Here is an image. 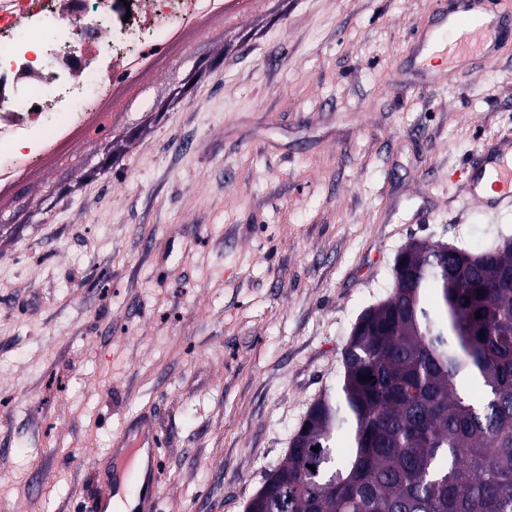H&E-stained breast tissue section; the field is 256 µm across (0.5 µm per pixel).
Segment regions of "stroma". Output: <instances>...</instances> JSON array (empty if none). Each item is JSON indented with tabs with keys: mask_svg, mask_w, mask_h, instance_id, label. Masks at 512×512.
Masks as SVG:
<instances>
[{
	"mask_svg": "<svg viewBox=\"0 0 512 512\" xmlns=\"http://www.w3.org/2000/svg\"><path fill=\"white\" fill-rule=\"evenodd\" d=\"M428 0H291L143 154L32 212L0 254V512H86L113 437L155 415L164 512H245L359 315L425 240L479 252L512 209L456 176L512 136V50L397 90Z\"/></svg>",
	"mask_w": 512,
	"mask_h": 512,
	"instance_id": "obj_1",
	"label": "stroma"
}]
</instances>
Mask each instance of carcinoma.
I'll return each mask as SVG.
<instances>
[{"label": "carcinoma", "instance_id": "carcinoma-1", "mask_svg": "<svg viewBox=\"0 0 512 512\" xmlns=\"http://www.w3.org/2000/svg\"><path fill=\"white\" fill-rule=\"evenodd\" d=\"M398 260L410 273L360 316L246 512H512V240Z\"/></svg>", "mask_w": 512, "mask_h": 512}]
</instances>
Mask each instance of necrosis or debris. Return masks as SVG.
Wrapping results in <instances>:
<instances>
[{"instance_id":"4bbe7bcc","label":"necrosis or debris","mask_w":512,"mask_h":512,"mask_svg":"<svg viewBox=\"0 0 512 512\" xmlns=\"http://www.w3.org/2000/svg\"><path fill=\"white\" fill-rule=\"evenodd\" d=\"M197 0H135L128 22L108 27L112 0H0V136L12 130L47 137L45 113L82 119L124 81L122 45L156 29L159 19L196 21ZM88 36L80 56L69 60L62 37L73 18Z\"/></svg>"}]
</instances>
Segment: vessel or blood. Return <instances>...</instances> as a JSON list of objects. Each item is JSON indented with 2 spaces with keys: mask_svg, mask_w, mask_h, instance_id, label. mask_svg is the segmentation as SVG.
<instances>
[{
  "mask_svg": "<svg viewBox=\"0 0 512 512\" xmlns=\"http://www.w3.org/2000/svg\"><path fill=\"white\" fill-rule=\"evenodd\" d=\"M417 65L440 79L452 78L462 64L485 63L512 44V0H434L428 24L413 33ZM465 203L494 211L512 205V139L489 144L477 162L461 171ZM491 182L492 195L480 187ZM162 441L149 416L121 434L106 461L89 508L108 512L114 499L135 500L134 512H161L163 492Z\"/></svg>",
  "mask_w": 512,
  "mask_h": 512,
  "instance_id": "obj_1",
  "label": "vessel or blood"
}]
</instances>
